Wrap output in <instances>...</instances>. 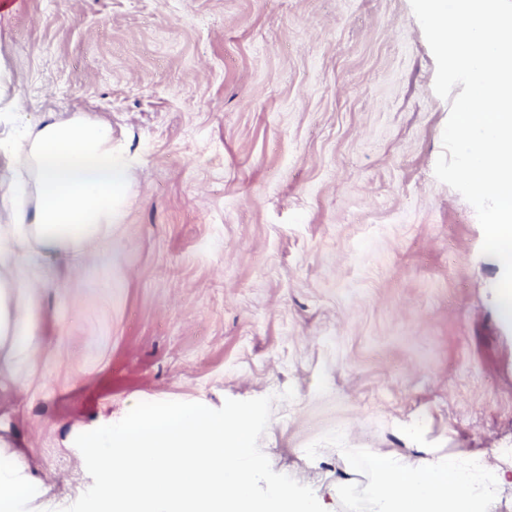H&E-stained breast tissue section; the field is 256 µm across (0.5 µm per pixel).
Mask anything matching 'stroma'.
<instances>
[{
	"label": "stroma",
	"mask_w": 512,
	"mask_h": 512,
	"mask_svg": "<svg viewBox=\"0 0 512 512\" xmlns=\"http://www.w3.org/2000/svg\"><path fill=\"white\" fill-rule=\"evenodd\" d=\"M435 74L410 0H0V183L49 112L110 121L130 163L111 300L49 289L61 362L0 388V439L51 487L23 512L72 504V436L141 402L272 397L259 446L326 512H373L375 451L498 470L512 326L434 175Z\"/></svg>",
	"instance_id": "stroma-1"
}]
</instances>
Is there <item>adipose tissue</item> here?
<instances>
[{
	"mask_svg": "<svg viewBox=\"0 0 512 512\" xmlns=\"http://www.w3.org/2000/svg\"><path fill=\"white\" fill-rule=\"evenodd\" d=\"M24 177L11 187L13 213L0 224V383L27 392L55 349L40 331L41 298L55 272L42 260L72 257L97 291H112L114 232L129 179L112 149V127L94 118L44 117L17 133ZM369 495L378 512H481L488 479L462 457H371ZM34 491L16 453L0 448V512H21Z\"/></svg>",
	"mask_w": 512,
	"mask_h": 512,
	"instance_id": "adipose-tissue-1",
	"label": "adipose tissue"
}]
</instances>
